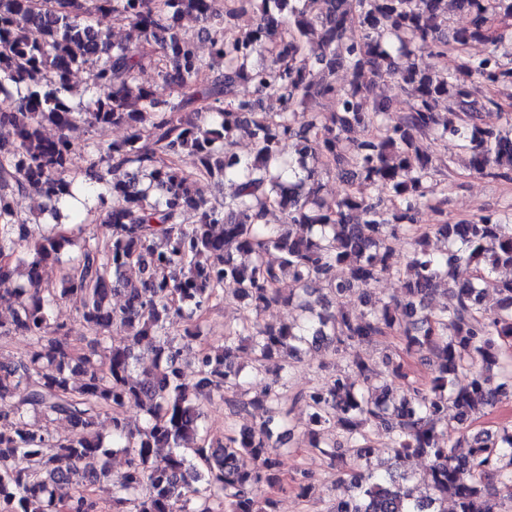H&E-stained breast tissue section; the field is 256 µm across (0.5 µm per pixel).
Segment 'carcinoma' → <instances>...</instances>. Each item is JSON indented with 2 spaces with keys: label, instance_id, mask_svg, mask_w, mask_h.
Instances as JSON below:
<instances>
[{
  "label": "carcinoma",
  "instance_id": "1",
  "mask_svg": "<svg viewBox=\"0 0 512 512\" xmlns=\"http://www.w3.org/2000/svg\"><path fill=\"white\" fill-rule=\"evenodd\" d=\"M455 3L469 24L449 35L446 0H227L222 13L213 0H0V128L12 134L0 140V282L21 277L0 295L13 313L0 340L29 341L0 364V401H12L0 413V512H98L91 486L101 481L112 485L107 512H278L279 495L319 491L312 471H281L286 438L299 429L341 472L344 491L328 512H448L450 503L453 512H512V424L471 430L512 399V278L495 281L494 305L482 301L487 275L512 269V217L448 222L438 157L420 147L423 138L445 151L451 143L470 153L474 173L512 181V113L486 95L512 86V34H497L501 54H464L489 41L492 16L512 18V0ZM248 11L255 22L236 28ZM113 14L129 22L123 41L99 23ZM185 17L202 24L208 55L179 34ZM428 41L440 59L463 51L454 72L419 66L416 46ZM148 68L152 84L142 80ZM77 70L91 89L78 112L68 97ZM382 76L412 96L410 111L391 118L370 96ZM241 84L254 96H238ZM448 98L455 111L438 112ZM317 99L328 111L308 108ZM490 105L504 127L483 125ZM81 124L126 136L97 144L87 172L108 187L98 200L109 238L83 240L71 261L65 234L29 240L14 197L32 191L54 216L75 198L70 132ZM241 131L252 140L246 158L231 150ZM185 154L191 171L179 164ZM324 171L346 179L342 196H323ZM218 180L234 191L209 206L204 189ZM272 209L283 223L267 221ZM424 209L438 222L419 223ZM399 238L408 250L396 267ZM50 264L62 267L55 288L43 286ZM463 265L471 275L461 281ZM387 277L401 280L399 296L375 291ZM440 291L445 302L433 308ZM230 294L252 316L210 343L204 318ZM351 295L356 312L343 306ZM71 299L86 330L82 353L54 317ZM272 304L300 316L264 323ZM389 337L396 350L364 358V347ZM191 346L197 366L187 376ZM143 349L155 365L139 372ZM311 350L343 355L347 367L321 365L324 375L290 400L292 370ZM400 353L419 356L427 376ZM275 358V378L251 394L250 378ZM216 397L232 416L261 417L210 443L204 407ZM298 403L309 409L304 424L291 418ZM130 404L143 413L135 427L124 417ZM103 417L107 436L96 430ZM55 418L69 422L68 437L46 427ZM451 429L462 434L455 444ZM462 444L465 455L455 451ZM116 453L126 465L115 474ZM412 459L427 463L423 492Z\"/></svg>",
  "mask_w": 512,
  "mask_h": 512
}]
</instances>
